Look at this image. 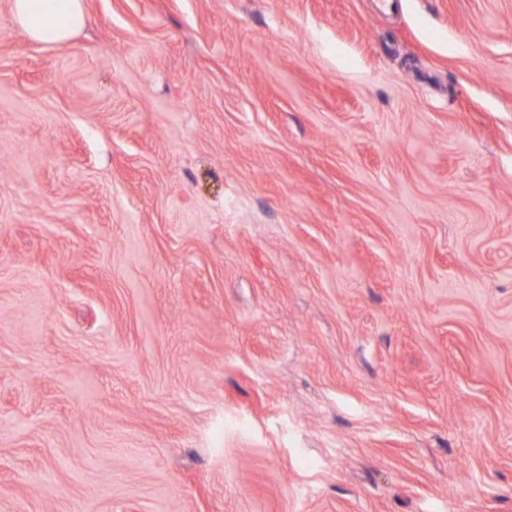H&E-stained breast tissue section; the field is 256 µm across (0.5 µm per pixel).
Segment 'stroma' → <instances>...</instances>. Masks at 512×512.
<instances>
[{"label": "stroma", "instance_id": "35a3bbf8", "mask_svg": "<svg viewBox=\"0 0 512 512\" xmlns=\"http://www.w3.org/2000/svg\"><path fill=\"white\" fill-rule=\"evenodd\" d=\"M0 0V512H512V0ZM11 13L26 37L48 45L66 42L87 24L82 0H11Z\"/></svg>", "mask_w": 512, "mask_h": 512}]
</instances>
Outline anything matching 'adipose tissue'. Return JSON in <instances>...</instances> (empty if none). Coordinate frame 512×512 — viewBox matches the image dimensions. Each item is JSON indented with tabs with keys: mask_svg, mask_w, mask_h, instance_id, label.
<instances>
[{
	"mask_svg": "<svg viewBox=\"0 0 512 512\" xmlns=\"http://www.w3.org/2000/svg\"><path fill=\"white\" fill-rule=\"evenodd\" d=\"M15 23L31 40L66 42L87 23L83 0H11Z\"/></svg>",
	"mask_w": 512,
	"mask_h": 512,
	"instance_id": "obj_1",
	"label": "adipose tissue"
}]
</instances>
